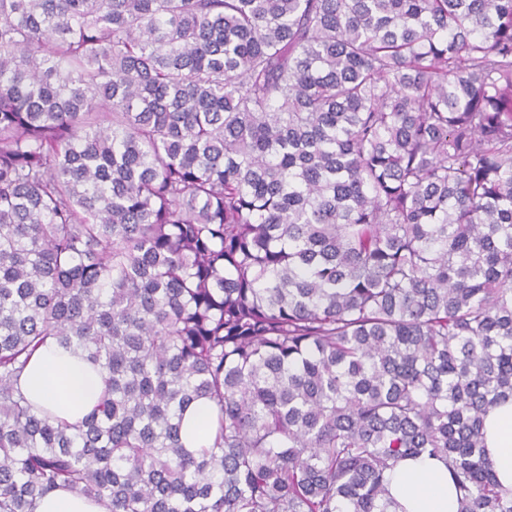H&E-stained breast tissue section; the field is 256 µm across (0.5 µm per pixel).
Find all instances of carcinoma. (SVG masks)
<instances>
[{
    "instance_id": "carcinoma-1",
    "label": "carcinoma",
    "mask_w": 512,
    "mask_h": 512,
    "mask_svg": "<svg viewBox=\"0 0 512 512\" xmlns=\"http://www.w3.org/2000/svg\"><path fill=\"white\" fill-rule=\"evenodd\" d=\"M510 398L512 0H0V512H390L422 455L512 512ZM103 377L98 367L80 355L48 342L30 359L21 387L36 407L76 424L98 403ZM485 446L498 481L512 489V399L491 410L484 419ZM212 414L213 410L208 404L194 403L188 408L183 431V441L188 450L194 451L211 443L214 435V430H209ZM35 512H108L103 502L90 500L78 493L59 489L38 500Z\"/></svg>"
}]
</instances>
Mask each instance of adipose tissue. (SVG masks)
Listing matches in <instances>:
<instances>
[{"instance_id": "adipose-tissue-1", "label": "adipose tissue", "mask_w": 512, "mask_h": 512, "mask_svg": "<svg viewBox=\"0 0 512 512\" xmlns=\"http://www.w3.org/2000/svg\"><path fill=\"white\" fill-rule=\"evenodd\" d=\"M27 399L71 424L80 422L98 403L103 390L100 369L72 351L47 343L30 359L21 378ZM485 446L503 487L512 489V400L484 419ZM396 512H458L448 469L443 461L421 456L401 462L390 475Z\"/></svg>"}]
</instances>
